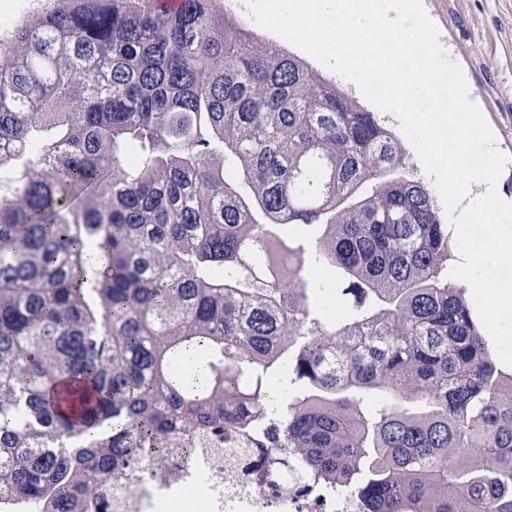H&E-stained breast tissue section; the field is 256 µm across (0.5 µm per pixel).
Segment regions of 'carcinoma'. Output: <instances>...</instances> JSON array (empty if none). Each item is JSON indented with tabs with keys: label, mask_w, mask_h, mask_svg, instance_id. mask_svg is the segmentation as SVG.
<instances>
[{
	"label": "carcinoma",
	"mask_w": 512,
	"mask_h": 512,
	"mask_svg": "<svg viewBox=\"0 0 512 512\" xmlns=\"http://www.w3.org/2000/svg\"><path fill=\"white\" fill-rule=\"evenodd\" d=\"M398 139L210 0H54L0 44V512L254 433L362 512H512V375ZM370 191H364L365 185ZM318 226L314 261L276 236ZM339 270L346 311L312 310Z\"/></svg>",
	"instance_id": "obj_1"
}]
</instances>
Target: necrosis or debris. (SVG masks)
<instances>
[{
    "label": "necrosis or debris",
    "instance_id": "4bbe7bcc",
    "mask_svg": "<svg viewBox=\"0 0 512 512\" xmlns=\"http://www.w3.org/2000/svg\"><path fill=\"white\" fill-rule=\"evenodd\" d=\"M274 455V449L255 447L250 436H230L220 447L199 438L194 446L166 449L161 459L103 479L90 512H162L164 503L192 492L202 495L203 512H362L347 489L292 471L270 478Z\"/></svg>",
    "mask_w": 512,
    "mask_h": 512
}]
</instances>
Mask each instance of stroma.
Returning a JSON list of instances; mask_svg holds the SVG:
<instances>
[{"mask_svg":"<svg viewBox=\"0 0 512 512\" xmlns=\"http://www.w3.org/2000/svg\"><path fill=\"white\" fill-rule=\"evenodd\" d=\"M497 148L512 156V0H422Z\"/></svg>","mask_w":512,"mask_h":512,"instance_id":"obj_1","label":"stroma"}]
</instances>
